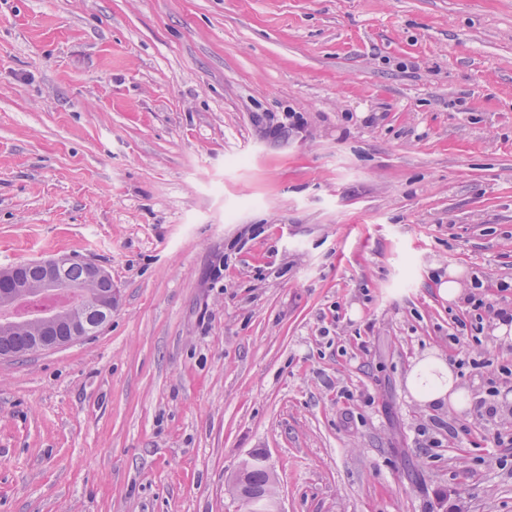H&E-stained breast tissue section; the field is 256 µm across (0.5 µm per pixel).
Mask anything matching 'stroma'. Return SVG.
Returning <instances> with one entry per match:
<instances>
[{
    "instance_id": "35a3bbf8",
    "label": "stroma",
    "mask_w": 512,
    "mask_h": 512,
    "mask_svg": "<svg viewBox=\"0 0 512 512\" xmlns=\"http://www.w3.org/2000/svg\"><path fill=\"white\" fill-rule=\"evenodd\" d=\"M63 253L112 318L0 359V512H246L257 449L281 512H512V392L406 386L512 361V0H0V268ZM474 301V307H475V310H483V313H478V318L476 319L477 320V324L475 325V327L473 328L475 331H483V321H484V317L488 318V319H497V320H501L502 322H505V323H502L500 322V324L498 325V328L496 329V334L497 336H501V337H504L508 330H509V326L507 324L509 323H512V309L510 311H508L507 309H503V308H497L495 309L494 306L492 305H486L484 304L482 301H478L475 302ZM472 301V302H473ZM506 337V336H505ZM407 387L414 400L434 409H468L465 391L458 385L443 354L432 352L418 360L407 377Z\"/></svg>"
}]
</instances>
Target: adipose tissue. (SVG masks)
<instances>
[{"instance_id": "1", "label": "adipose tissue", "mask_w": 512, "mask_h": 512, "mask_svg": "<svg viewBox=\"0 0 512 512\" xmlns=\"http://www.w3.org/2000/svg\"><path fill=\"white\" fill-rule=\"evenodd\" d=\"M407 387L414 400L434 409H467L465 391L443 354L432 352L418 360L407 377Z\"/></svg>"}]
</instances>
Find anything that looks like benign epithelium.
Returning <instances> with one entry per match:
<instances>
[{
  "instance_id": "obj_1",
  "label": "benign epithelium",
  "mask_w": 512,
  "mask_h": 512,
  "mask_svg": "<svg viewBox=\"0 0 512 512\" xmlns=\"http://www.w3.org/2000/svg\"><path fill=\"white\" fill-rule=\"evenodd\" d=\"M77 263L84 267L86 281H112L110 274L103 268L73 253L35 262L34 266L38 269L35 277L30 274L27 263L0 270V298L5 300V310L10 313L37 297L74 296V300L53 307L42 318L45 333L50 336V340L40 343L42 351L60 346V342L53 340V337L58 335L61 324H67L70 339L75 340L96 334L112 315V302H90L66 280L65 272Z\"/></svg>"
}]
</instances>
